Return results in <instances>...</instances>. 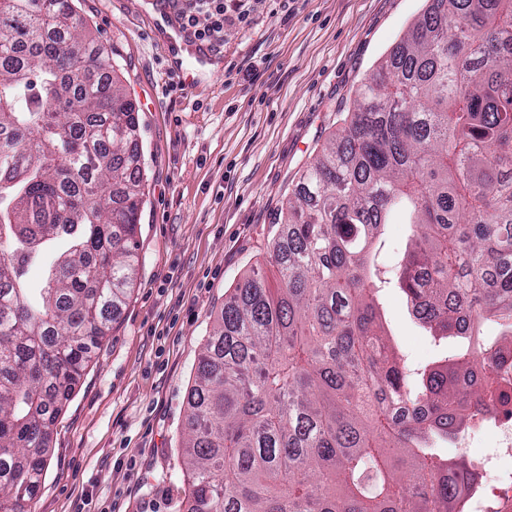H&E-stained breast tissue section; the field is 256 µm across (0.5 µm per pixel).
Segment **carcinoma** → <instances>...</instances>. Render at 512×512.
<instances>
[{
  "mask_svg": "<svg viewBox=\"0 0 512 512\" xmlns=\"http://www.w3.org/2000/svg\"><path fill=\"white\" fill-rule=\"evenodd\" d=\"M135 107L73 0H0V512H30L52 426L134 288L143 202ZM435 339L391 346L377 245ZM240 280L188 396V512H464L457 453L512 406V0H429L365 78L341 133ZM54 245L37 294L24 267ZM410 235L408 224H386L384 239L386 240L387 252L383 255V260L387 264H391L394 258L393 251L396 248H404L405 243Z\"/></svg>",
  "mask_w": 512,
  "mask_h": 512,
  "instance_id": "cac0c4a2",
  "label": "carcinoma"
}]
</instances>
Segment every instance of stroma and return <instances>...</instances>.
Wrapping results in <instances>:
<instances>
[{
	"instance_id": "obj_1",
	"label": "stroma",
	"mask_w": 512,
	"mask_h": 512,
	"mask_svg": "<svg viewBox=\"0 0 512 512\" xmlns=\"http://www.w3.org/2000/svg\"><path fill=\"white\" fill-rule=\"evenodd\" d=\"M133 101L145 196L136 284L53 426L32 512H187L181 448L198 356L224 300L267 278L273 223L342 126L357 89L427 0H248L212 51L223 69L179 85L173 47L144 0H74ZM395 345L439 356L406 297L381 294Z\"/></svg>"
}]
</instances>
